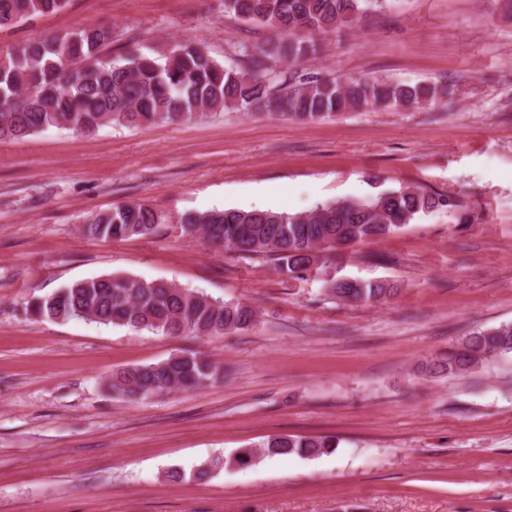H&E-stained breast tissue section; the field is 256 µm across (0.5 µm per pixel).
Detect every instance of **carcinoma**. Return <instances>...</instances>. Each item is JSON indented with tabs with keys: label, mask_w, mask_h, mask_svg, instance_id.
Segmentation results:
<instances>
[{
	"label": "carcinoma",
	"mask_w": 512,
	"mask_h": 512,
	"mask_svg": "<svg viewBox=\"0 0 512 512\" xmlns=\"http://www.w3.org/2000/svg\"><path fill=\"white\" fill-rule=\"evenodd\" d=\"M68 0H0V28L61 10ZM390 0H222L224 15L257 22L285 34L277 43L242 47L247 68L215 60L203 48L183 42L155 57L130 48L106 60L109 27L81 28L18 43L0 54V139H20L58 128L91 133L106 125L138 127L196 120L225 110H263L302 121L338 112H371L428 104L447 97L429 83L381 77L311 75L290 85L276 79L267 59L296 62L315 51L313 36L352 28ZM446 212L458 223L470 219L460 197L406 186L366 198L318 204L306 212L214 209L183 216L176 227L201 235L225 251L248 257L264 253L292 279L336 261V251L379 241L413 221ZM157 209L127 203L95 212L81 225L93 239L153 234L166 223ZM328 291L345 303L379 300L391 289L381 282H329ZM25 314L56 321L81 319L165 336L205 338L245 330L258 323L250 305L214 298L202 291L126 275L86 278L23 304ZM512 359V323L480 328L460 337L423 365L430 377H464ZM224 379L218 363L201 352L120 370L112 392L146 400L164 392L190 390ZM338 447L332 436L275 435L259 448H240L196 470L245 467L262 456L315 457Z\"/></svg>",
	"instance_id": "carcinoma-1"
}]
</instances>
